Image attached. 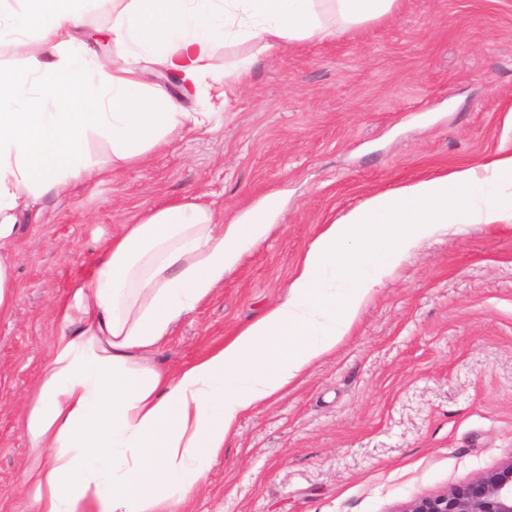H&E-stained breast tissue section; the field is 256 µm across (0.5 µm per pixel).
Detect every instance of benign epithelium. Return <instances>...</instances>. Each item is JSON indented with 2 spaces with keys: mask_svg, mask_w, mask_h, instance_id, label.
<instances>
[{
  "mask_svg": "<svg viewBox=\"0 0 512 512\" xmlns=\"http://www.w3.org/2000/svg\"><path fill=\"white\" fill-rule=\"evenodd\" d=\"M404 512H512V457L471 482L413 501Z\"/></svg>",
  "mask_w": 512,
  "mask_h": 512,
  "instance_id": "1",
  "label": "benign epithelium"
}]
</instances>
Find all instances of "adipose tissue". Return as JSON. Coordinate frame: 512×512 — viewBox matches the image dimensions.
Wrapping results in <instances>:
<instances>
[{"label":"adipose tissue","mask_w":512,"mask_h":512,"mask_svg":"<svg viewBox=\"0 0 512 512\" xmlns=\"http://www.w3.org/2000/svg\"><path fill=\"white\" fill-rule=\"evenodd\" d=\"M0 9V43L40 52L0 78V321L18 285L7 250L46 197H67L91 175L139 163L168 138L214 129L217 112H187L132 67L84 47L96 0H14ZM108 30L112 53L160 61L191 79L217 44L260 42L268 53L393 14L400 0H123ZM81 78V97L60 90ZM103 140L111 165L94 162ZM269 194L245 217L188 200L142 211L106 243L91 274L54 310L56 341L22 414L50 462L27 470L34 512H173L205 478L239 420L300 379L348 334L401 258L453 224L512 218V154L460 166L366 197L327 225L297 265L283 301L232 339L169 370L153 354L172 325L222 285L269 229Z\"/></svg>","instance_id":"obj_1"}]
</instances>
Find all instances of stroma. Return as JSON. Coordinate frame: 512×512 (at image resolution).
Listing matches in <instances>:
<instances>
[{"mask_svg": "<svg viewBox=\"0 0 512 512\" xmlns=\"http://www.w3.org/2000/svg\"><path fill=\"white\" fill-rule=\"evenodd\" d=\"M136 66L187 111L223 119L109 181L86 179L13 245L0 512H31L24 473L52 458L32 447L19 411L57 336L54 307L140 210L187 198L229 219L270 191L287 199L270 233L160 343L155 361L176 369L282 301L325 225L365 197L512 154V0H404L382 21L275 54L220 46L190 85ZM511 456L512 222L455 224L403 258L334 353L241 420L190 512H402Z\"/></svg>", "mask_w": 512, "mask_h": 512, "instance_id": "stroma-1", "label": "stroma"}]
</instances>
